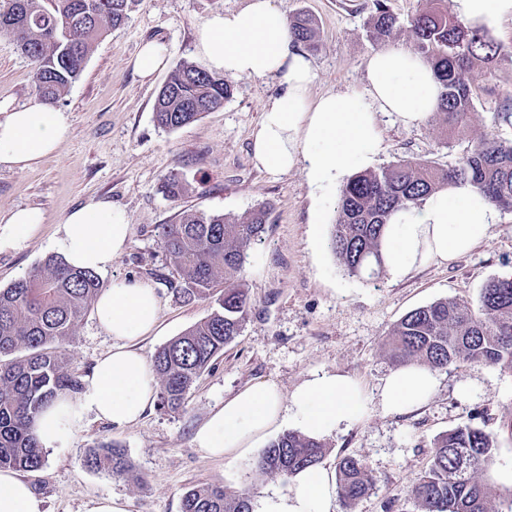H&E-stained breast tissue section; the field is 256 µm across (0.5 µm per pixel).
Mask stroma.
I'll use <instances>...</instances> for the list:
<instances>
[{
    "label": "stroma",
    "mask_w": 512,
    "mask_h": 512,
    "mask_svg": "<svg viewBox=\"0 0 512 512\" xmlns=\"http://www.w3.org/2000/svg\"><path fill=\"white\" fill-rule=\"evenodd\" d=\"M245 0H138L128 23L97 41L78 81L55 107L68 131L57 149L25 171L0 167V218L18 208L39 209L45 222L27 241H0V287L57 254L59 226L78 207L109 202L122 208L132 226L126 249L99 275L104 283L133 279L154 288L160 300L157 330L141 341L145 357L210 314L213 303L186 302L181 278L161 248L162 225L183 212L241 217L268 206L266 233L245 264L250 312L239 336L214 358L187 393L183 409L153 406L137 424L115 429L87 418L68 443L45 451L41 470L27 473L46 512H86L90 500L112 496L127 512H181L183 494L202 484L227 493L249 491L252 500L285 489L277 476H262L253 458L225 461L196 448V428L229 394L273 381L291 393L311 374L356 377L370 396L360 419L328 437L323 466L347 454L364 458L374 479L371 494L353 509L336 512H413L407 495L427 466L439 434L461 424L498 430L512 416V376L476 363L440 372L430 401L415 412L384 411L377 399L392 367L385 355L389 330L409 311L440 299L478 306L484 283L512 277V212H502L490 237L452 265H428L392 280L348 276L328 248L342 182L312 188L301 170L272 175L252 159L251 133L264 104L278 95L277 81L231 78L233 94L223 107L175 131L159 128L157 94L182 60L196 61L197 28L216 12L234 11ZM286 15L303 12L318 27L319 46L308 57L316 73L311 97L360 89L366 58L377 51L365 26L372 0H276ZM501 44L497 60L475 67L471 126L465 135L447 131L441 116L406 129L381 115L384 147L373 166L412 160L440 168L463 156L480 134L492 131L512 141V18L489 28ZM148 41L170 49L168 67L144 81L130 65ZM33 64L9 30H0V107L12 109L34 97ZM177 173L185 190L176 199L163 182ZM112 346L87 311L60 347L69 370L87 378L96 358ZM119 443L134 478L91 469L87 458L102 442Z\"/></svg>",
    "instance_id": "1"
}]
</instances>
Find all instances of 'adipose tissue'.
Returning a JSON list of instances; mask_svg holds the SVG:
<instances>
[{"instance_id":"obj_1","label":"adipose tissue","mask_w":512,"mask_h":512,"mask_svg":"<svg viewBox=\"0 0 512 512\" xmlns=\"http://www.w3.org/2000/svg\"><path fill=\"white\" fill-rule=\"evenodd\" d=\"M454 2L459 19L470 25L512 17V0ZM196 53L211 72L278 81L281 90L264 105L252 133L254 162L271 174L302 170L315 188L372 164L383 142L379 114H392L412 129L438 109L440 84L432 66L400 47L367 58L363 89L310 97L312 63L294 44L275 0H247L238 10L212 14L198 29ZM66 131L64 114L37 97L0 113V165L31 168L57 149ZM496 222L494 206L470 184L435 191L390 216L384 237L388 273L398 280L418 266L450 264L486 241ZM131 231L122 209L92 203L66 216L58 247L69 265L98 271L124 250ZM95 311L112 348L97 359L79 395L58 397L38 418L34 431L44 447L65 445L88 416L125 428L155 403L156 374L137 346L159 324L155 290L112 282ZM437 387L434 371L398 369L383 381L381 405L388 412H412ZM365 407L360 381L346 374L314 373L288 395L277 383L261 382L226 397L197 427L194 444L208 457L237 460L285 417L319 439L355 423ZM336 496L334 472L316 466L299 473L286 490L262 496L257 512H336ZM0 512H43V501L28 482L2 469Z\"/></svg>"}]
</instances>
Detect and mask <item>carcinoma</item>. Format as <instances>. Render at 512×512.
<instances>
[{
	"label": "carcinoma",
	"mask_w": 512,
	"mask_h": 512,
	"mask_svg": "<svg viewBox=\"0 0 512 512\" xmlns=\"http://www.w3.org/2000/svg\"><path fill=\"white\" fill-rule=\"evenodd\" d=\"M135 0H0V29H9L21 52L35 64L34 88L51 105L83 73L92 45L125 24ZM366 27L374 41L391 39L400 28L386 0H373ZM295 42L315 50L314 19L288 18ZM408 32L417 51L431 63L441 85L440 114L464 131L474 111L467 71L489 66L499 43L482 27L448 14L444 0H430L417 12ZM232 95L220 74L180 62L157 95V125L174 131L198 121ZM450 181L470 183L498 209L512 211V143L485 133L448 168L399 161L351 177L340 191L329 248L351 277H373L385 267L383 232L391 213L417 205ZM267 207L243 218L185 212L162 227L161 244L169 265L181 276L185 301L216 299L218 308L154 355L160 405L169 412L184 406L194 381L243 329L249 303L243 272L250 249L266 232ZM104 282L97 272L51 256L27 275L0 289V470L36 471L44 463L43 445L31 424L61 393L81 387L66 366L58 344L97 300ZM386 355L397 368L418 364L446 371L476 362L512 374V279L493 278L483 286L478 308L440 299L416 308L390 331ZM498 436L469 424L434 439L429 464L410 489L416 512H496L493 489L478 479L497 448ZM328 445L297 431H286L264 448L255 472L285 480L316 466ZM109 475H133L124 451L103 443L87 459ZM337 488L347 506L369 495L374 481L366 461L343 456ZM182 512H252L247 493L229 495L224 487L202 485L186 491Z\"/></svg>",
	"instance_id": "obj_1"
}]
</instances>
